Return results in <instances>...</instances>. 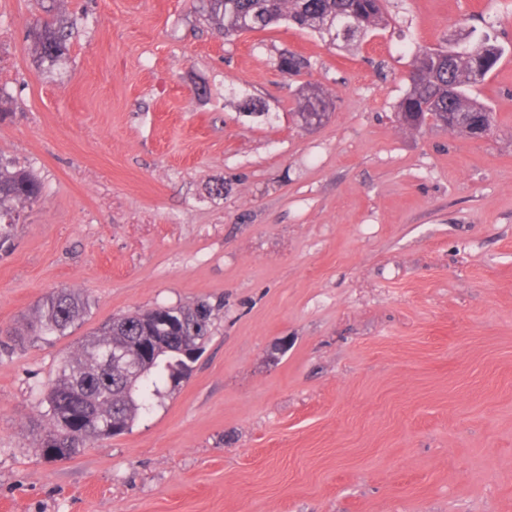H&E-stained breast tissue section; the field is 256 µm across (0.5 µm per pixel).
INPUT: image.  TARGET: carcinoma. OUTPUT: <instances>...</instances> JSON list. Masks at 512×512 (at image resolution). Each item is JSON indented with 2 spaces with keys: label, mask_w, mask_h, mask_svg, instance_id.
I'll return each mask as SVG.
<instances>
[{
  "label": "carcinoma",
  "mask_w": 512,
  "mask_h": 512,
  "mask_svg": "<svg viewBox=\"0 0 512 512\" xmlns=\"http://www.w3.org/2000/svg\"><path fill=\"white\" fill-rule=\"evenodd\" d=\"M212 22L234 37L262 31L282 21L310 30L331 41L357 42L388 25L384 0H207ZM77 20L41 17L29 32L35 53L42 61L54 62L67 51ZM506 53L497 36L488 32L450 57L448 48L417 51L406 79L408 88L399 100L395 117L404 130L417 131L432 125L466 137H476L475 128L495 126L490 107L473 96ZM283 71L300 75L310 67L302 55L288 52L280 57ZM326 101L313 92L306 96L302 121L311 125L325 115ZM42 195L40 181L25 170L0 164V245L10 241L19 215L10 203L33 204ZM178 329L169 331L158 324L154 310L113 319L92 333L76 353L64 359L44 393L49 427L40 439L42 455L52 448H66L69 455L98 439L85 423L94 414L104 415L130 429L136 418L162 398V388H176L193 368L186 355L198 354L209 337L212 307L200 302L194 307H165ZM88 312V301L71 290L43 297L30 318L8 330L14 344L48 341L63 336ZM150 355L138 361L134 372L120 364L104 363L109 350Z\"/></svg>",
  "instance_id": "carcinoma-1"
}]
</instances>
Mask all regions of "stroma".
<instances>
[{
	"label": "stroma",
	"instance_id": "1",
	"mask_svg": "<svg viewBox=\"0 0 512 512\" xmlns=\"http://www.w3.org/2000/svg\"><path fill=\"white\" fill-rule=\"evenodd\" d=\"M74 16L39 65L44 6ZM346 49L225 40L200 0H0V158L43 186L0 248V328L70 289L67 335L0 349V512H512V53L473 140L399 128L413 54L505 0H389ZM292 51L311 62L290 76ZM327 98L302 125V89ZM213 307L191 376L51 462L63 357L112 317ZM77 24L76 18L41 17L29 32L35 53L41 61L54 62L67 51Z\"/></svg>",
	"mask_w": 512,
	"mask_h": 512
}]
</instances>
